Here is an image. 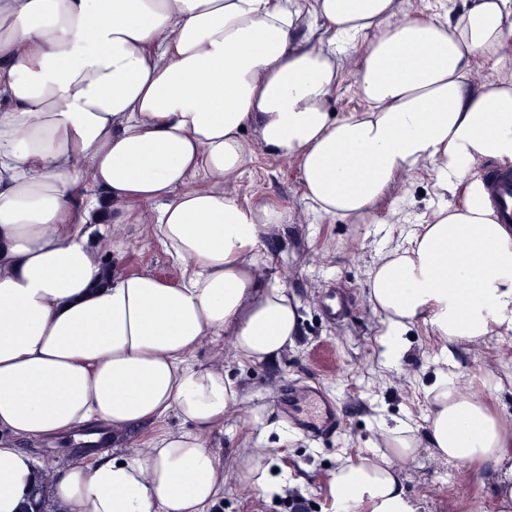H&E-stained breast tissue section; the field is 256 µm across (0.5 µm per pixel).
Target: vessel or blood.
Instances as JSON below:
<instances>
[{
  "label": "vessel or blood",
  "instance_id": "b4317fda",
  "mask_svg": "<svg viewBox=\"0 0 512 512\" xmlns=\"http://www.w3.org/2000/svg\"><path fill=\"white\" fill-rule=\"evenodd\" d=\"M488 194L500 223L512 225V168L486 170ZM289 428L318 443L334 436L340 429L336 401L316 384L288 388L279 399Z\"/></svg>",
  "mask_w": 512,
  "mask_h": 512
}]
</instances>
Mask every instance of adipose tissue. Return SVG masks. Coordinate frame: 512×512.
<instances>
[{"mask_svg":"<svg viewBox=\"0 0 512 512\" xmlns=\"http://www.w3.org/2000/svg\"><path fill=\"white\" fill-rule=\"evenodd\" d=\"M346 50L362 107L338 116ZM510 56L512 0L442 20L402 0H0V512H21L40 475L56 512H216L227 480L294 486L264 449L213 443L249 400L226 365L277 362L300 334L266 272L291 215L236 192L254 144L297 162L307 204L348 224L379 223L427 170L429 217L368 279L387 365L419 323L445 357L512 331V226L484 178L512 167ZM129 224L178 282L107 264ZM427 397L422 429L383 428L379 460L337 469L336 512H416L398 465L422 447L512 458V427L458 375L438 371ZM92 426L130 451L66 467L30 452Z\"/></svg>","mask_w":512,"mask_h":512,"instance_id":"obj_1","label":"adipose tissue"}]
</instances>
